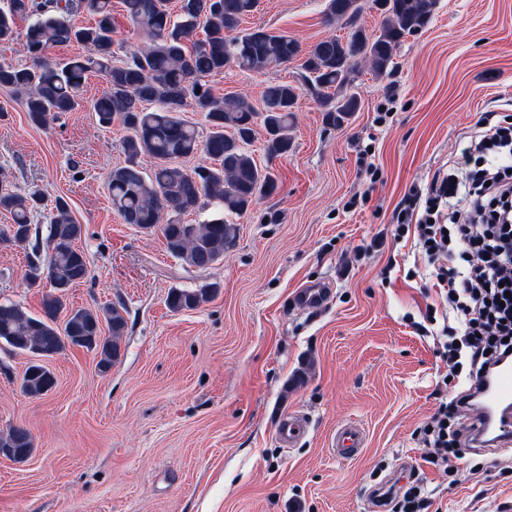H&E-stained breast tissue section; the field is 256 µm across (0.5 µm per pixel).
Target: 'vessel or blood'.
<instances>
[{
	"label": "vessel or blood",
	"mask_w": 512,
	"mask_h": 512,
	"mask_svg": "<svg viewBox=\"0 0 512 512\" xmlns=\"http://www.w3.org/2000/svg\"><path fill=\"white\" fill-rule=\"evenodd\" d=\"M477 414L473 435L482 447H495L512 441V362L502 361L486 385L477 395ZM309 429L304 416L288 413L279 422L277 439L282 447L292 448L303 439ZM363 428L347 423L337 428L331 447L337 458L351 460L365 446Z\"/></svg>",
	"instance_id": "obj_1"
}]
</instances>
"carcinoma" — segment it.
<instances>
[{"mask_svg": "<svg viewBox=\"0 0 512 512\" xmlns=\"http://www.w3.org/2000/svg\"><path fill=\"white\" fill-rule=\"evenodd\" d=\"M133 30L146 37L144 45L126 51L114 61L115 25L112 0H9L0 10V43L19 42L28 66L0 63V86L26 93V111L32 122L45 125L81 106L87 75L100 74L106 83L92 104L98 122L118 121L129 131L122 147L124 164L112 168L107 185L112 209L122 221L140 230H160L167 251L185 265L207 270L224 258L237 228L224 214L244 215L263 196L278 189L271 168L258 164L248 145L256 126L265 131L264 153L269 160L293 149L299 92L288 82L273 81L261 94L262 110L239 94L216 95L208 78L239 70L265 73L286 67L304 55L302 69L318 90L317 102L325 123L338 128L359 108L355 93L346 92L358 63L383 77L394 67L395 50L408 35L429 24L436 0H373L382 17L379 33L369 37L357 26L361 0H328L326 19L351 27L345 42L329 36L306 52L294 39L263 27L243 28L258 0H122ZM94 16V24L79 28L71 16ZM29 20L18 39L15 19ZM203 37L194 38L197 30ZM84 44L89 53L65 63L46 57L51 46ZM192 107L205 113L207 136L180 117ZM204 161L189 169L188 158ZM214 205L219 214L202 224H185L182 216ZM41 209L51 212L48 242L51 254L42 261L39 243L31 242L30 216ZM0 211L13 223L0 228V240L29 244L27 279H47L53 291L33 315L16 302H0V343L34 360L21 382L22 391L39 397L54 386L43 361L68 347L94 353L106 373L121 357L127 322L116 306L70 311L64 325L57 324L66 291L88 281L90 269L77 242L85 235L75 222L66 199L52 200L39 191L21 193L0 173ZM211 288H173L167 305L173 312L193 310L207 302ZM0 448L13 449L12 461L32 455L34 439L22 427L0 432Z\"/></svg>", "mask_w": 512, "mask_h": 512, "instance_id": "cac0c4a2", "label": "carcinoma"}]
</instances>
